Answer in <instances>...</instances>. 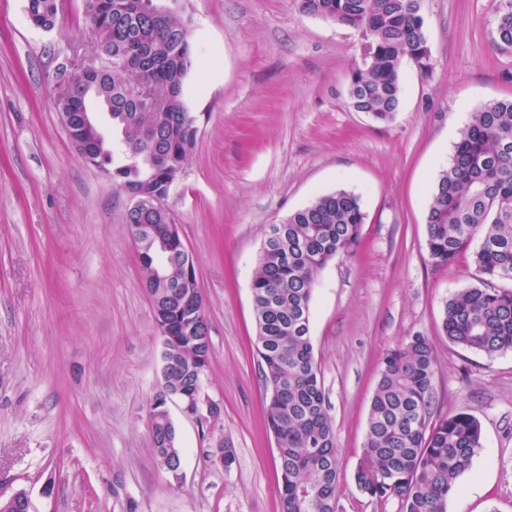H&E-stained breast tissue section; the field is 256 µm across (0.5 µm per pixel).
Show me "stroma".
<instances>
[{
	"label": "stroma",
	"instance_id": "1",
	"mask_svg": "<svg viewBox=\"0 0 512 512\" xmlns=\"http://www.w3.org/2000/svg\"><path fill=\"white\" fill-rule=\"evenodd\" d=\"M199 57L184 87L198 142L166 205L196 269L212 356L199 425L169 402L181 476L161 469L150 415L162 338L124 214L129 196L69 140L54 76L86 43L84 0L54 30L0 0V495L30 512H278L251 282L264 234L317 195L361 197V246L316 277L311 339L336 433L337 512H400L354 482L370 402L391 349L429 336L436 416L467 412L484 449L446 512H512V351L448 342L444 303L476 282L470 254L426 248L429 194L463 128L459 112L512 96L496 0H422L433 70L403 63L394 119L349 100L361 36L301 0H181ZM228 445L223 466L211 449Z\"/></svg>",
	"mask_w": 512,
	"mask_h": 512
}]
</instances>
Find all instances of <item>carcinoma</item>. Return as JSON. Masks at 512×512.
<instances>
[{"instance_id": "1", "label": "carcinoma", "mask_w": 512, "mask_h": 512, "mask_svg": "<svg viewBox=\"0 0 512 512\" xmlns=\"http://www.w3.org/2000/svg\"><path fill=\"white\" fill-rule=\"evenodd\" d=\"M154 0H84L95 34L98 70L85 80L112 97L110 145L96 131L85 144L91 163L109 171L126 193L144 184L160 190L174 182L197 144L195 116L183 98L195 50L188 19L154 7ZM302 10L359 31L362 65L353 68L349 97L357 112L391 121L402 97L401 66L414 60L432 72L420 0H302ZM57 0H27L28 20L55 26ZM499 45L512 48V0L498 6ZM148 81L165 85L164 108L140 109L132 96ZM366 214L358 194L344 189L318 196L281 223L285 236L265 234L251 283L256 319L254 345L265 384V418L278 448L279 512H337L339 496L335 433L310 337L315 278L330 260L354 252ZM124 221L140 243L143 277L153 297L161 333L173 338L174 364L164 383L193 394L211 361L199 344L207 327L196 278L183 267L187 253L165 209L128 211ZM477 284L448 298L441 333L464 349L488 356L512 350V98L480 107L462 130L448 166L433 188L426 215V246L438 266L453 264L475 237ZM435 356L429 337L417 334L390 350L372 396L368 434L354 481L372 497L394 495L401 512H445L461 475L484 441L479 420L466 412L434 419ZM159 456L180 461L172 423L157 425Z\"/></svg>"}]
</instances>
